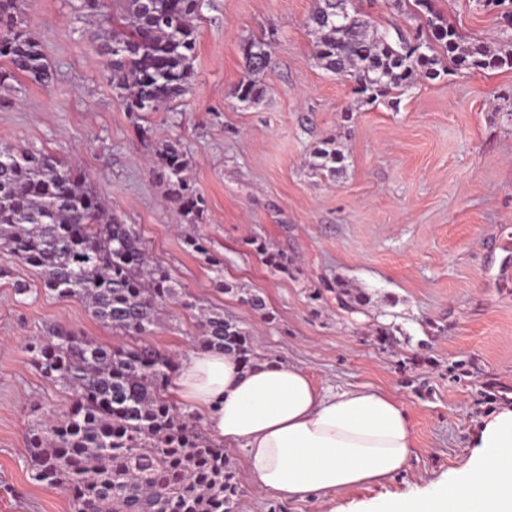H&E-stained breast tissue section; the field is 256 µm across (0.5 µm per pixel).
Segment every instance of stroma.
Wrapping results in <instances>:
<instances>
[{
  "instance_id": "1",
  "label": "stroma",
  "mask_w": 512,
  "mask_h": 512,
  "mask_svg": "<svg viewBox=\"0 0 512 512\" xmlns=\"http://www.w3.org/2000/svg\"><path fill=\"white\" fill-rule=\"evenodd\" d=\"M83 0H26L24 20L54 72L49 86L20 78L0 105V142L75 161L105 206L134 225L149 252L197 304L223 310L258 336V359L301 367L320 388L387 392L416 438L405 468L383 484L288 500L261 491L243 452L227 449L239 486L236 512H328L390 492L423 489L460 468L487 412L512 402V70L456 71L425 81L399 105H360L352 83L313 57V0H203L189 93L162 112L125 111L109 82ZM467 40L503 37L478 0H437ZM271 43L262 101L240 103L242 40ZM179 140L208 211L178 225L165 201L153 144L141 128ZM337 136L335 178L310 155ZM202 235L227 282L260 293L264 320L231 294L183 243ZM265 238L293 261L271 271L249 246ZM349 279L372 297L362 313L328 289ZM35 269L0 249V512H70L67 496L34 482L27 435L70 394L45 379L29 345L53 325L104 343L112 330L86 306L39 288ZM29 293H17L19 285ZM393 326L398 344L375 341ZM194 311L168 307L146 341L186 358Z\"/></svg>"
}]
</instances>
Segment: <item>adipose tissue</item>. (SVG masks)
I'll list each match as a JSON object with an SVG mask.
<instances>
[{
	"instance_id": "1",
	"label": "adipose tissue",
	"mask_w": 512,
	"mask_h": 512,
	"mask_svg": "<svg viewBox=\"0 0 512 512\" xmlns=\"http://www.w3.org/2000/svg\"><path fill=\"white\" fill-rule=\"evenodd\" d=\"M174 392L206 417L217 440L243 450L259 488L291 500L383 483L415 446L399 399L316 387L289 362L246 367L235 356L199 350L182 361ZM474 446L459 472L354 512H512V405L483 418Z\"/></svg>"
}]
</instances>
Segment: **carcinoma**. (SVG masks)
<instances>
[{"label": "carcinoma", "instance_id": "1", "mask_svg": "<svg viewBox=\"0 0 512 512\" xmlns=\"http://www.w3.org/2000/svg\"><path fill=\"white\" fill-rule=\"evenodd\" d=\"M500 7L512 31V0H480ZM25 0H0V88L22 75L41 86L54 74L36 34L23 20ZM116 17L99 20L97 40L109 56L112 89L128 112H159L192 86L200 0H116ZM415 21L414 35L399 26L372 27L367 15L344 9V0H314L308 27L314 59L328 72L353 82L360 104L401 95L421 80H441L448 66L512 70V34L496 49L464 41L433 0H392ZM250 78L236 89L242 103L265 95L259 75L271 47L240 44ZM154 153L160 176L182 224H200L207 201L187 177L192 159L177 141L158 138ZM344 155L327 137L312 152V169L334 177ZM186 250L202 258L222 294L270 317L262 295L224 281V263L205 238L187 234ZM271 270L289 273L287 255L261 237L249 240ZM0 248L39 271L41 285L60 298L76 299L92 316L132 345L104 344L56 325L29 345L44 377L69 389V411L49 416L30 430L32 479L64 491L70 512H236L235 471L224 448L199 428L194 415L167 399L174 362L143 341L167 306L199 310L196 342L206 350L234 354L244 366L256 357L252 333L214 308L185 300L169 271L155 262L129 224L114 218L74 167L55 155L0 144ZM336 301L360 313L371 297L350 281L333 284Z\"/></svg>", "mask_w": 512, "mask_h": 512}]
</instances>
